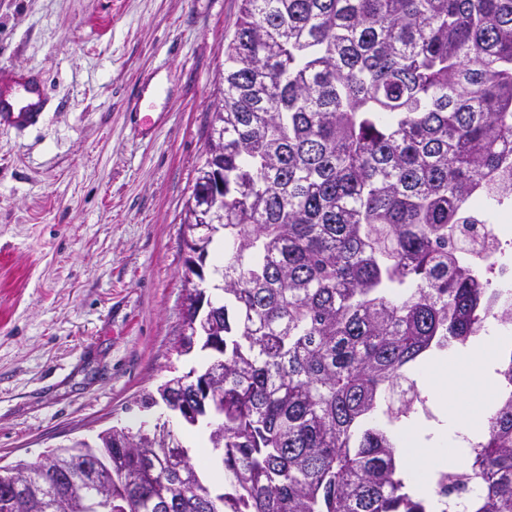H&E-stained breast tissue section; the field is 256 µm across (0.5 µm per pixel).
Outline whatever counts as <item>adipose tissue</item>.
I'll return each mask as SVG.
<instances>
[{
	"instance_id": "adipose-tissue-1",
	"label": "adipose tissue",
	"mask_w": 512,
	"mask_h": 512,
	"mask_svg": "<svg viewBox=\"0 0 512 512\" xmlns=\"http://www.w3.org/2000/svg\"><path fill=\"white\" fill-rule=\"evenodd\" d=\"M507 336L497 326L466 350L440 356L423 369L432 395L441 403L456 407L455 415L446 419L443 427L425 434L423 428L409 426L401 429L402 464L410 476L418 496L430 497L432 490L428 472L438 465L459 463L465 439L476 431V412L468 404L471 387L488 390L484 368L497 346L506 344Z\"/></svg>"
}]
</instances>
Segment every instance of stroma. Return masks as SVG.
<instances>
[{"instance_id": "35a3bbf8", "label": "stroma", "mask_w": 512, "mask_h": 512, "mask_svg": "<svg viewBox=\"0 0 512 512\" xmlns=\"http://www.w3.org/2000/svg\"><path fill=\"white\" fill-rule=\"evenodd\" d=\"M240 6L0 0V66L47 99L0 128V465L137 424L144 389L200 367L175 351L180 242Z\"/></svg>"}]
</instances>
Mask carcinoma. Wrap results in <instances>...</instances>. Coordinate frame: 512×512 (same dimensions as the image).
<instances>
[{
	"label": "carcinoma",
	"instance_id": "1",
	"mask_svg": "<svg viewBox=\"0 0 512 512\" xmlns=\"http://www.w3.org/2000/svg\"><path fill=\"white\" fill-rule=\"evenodd\" d=\"M215 112L218 143L183 220L184 263L224 240V303L184 311L176 351H210L224 393L214 495L181 437L112 426L88 452L112 457V512H448L464 479L490 481L469 512H512V391L470 453L414 494L396 423L424 402L415 372L462 349L512 296L487 287L460 225L512 211V0H241ZM224 172V222L199 194ZM512 388V347L497 353ZM201 377L172 374L139 395L189 404ZM76 467L49 459L8 512H83Z\"/></svg>",
	"mask_w": 512,
	"mask_h": 512
}]
</instances>
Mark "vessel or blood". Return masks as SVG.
I'll list each match as a JSON object with an SVG mask.
<instances>
[{"label": "vessel or blood", "mask_w": 512, "mask_h": 512, "mask_svg": "<svg viewBox=\"0 0 512 512\" xmlns=\"http://www.w3.org/2000/svg\"><path fill=\"white\" fill-rule=\"evenodd\" d=\"M4 83L11 91L0 92V127L23 131L37 125L45 101L41 80L27 71L0 70V85Z\"/></svg>", "instance_id": "vessel-or-blood-1"}]
</instances>
